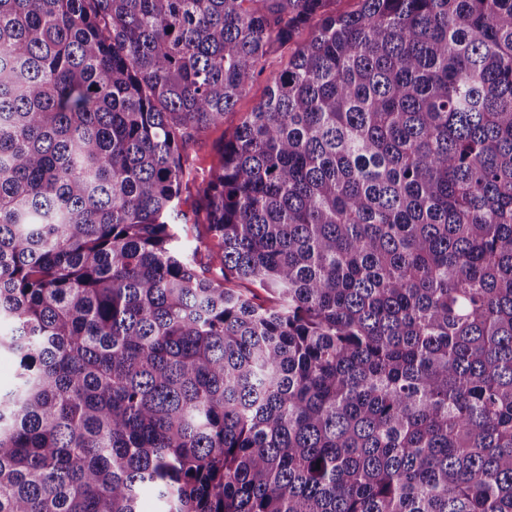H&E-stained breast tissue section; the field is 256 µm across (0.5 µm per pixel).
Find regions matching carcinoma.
Here are the masks:
<instances>
[{"label":"carcinoma","mask_w":512,"mask_h":512,"mask_svg":"<svg viewBox=\"0 0 512 512\" xmlns=\"http://www.w3.org/2000/svg\"><path fill=\"white\" fill-rule=\"evenodd\" d=\"M334 2L0 0V512H512V0ZM271 61L270 66L256 80L250 92L239 100L234 111L226 114L224 126L212 129L201 143L192 148V153L197 159V166L203 169L209 168L215 158L214 148L216 144L223 138V135L229 136L247 112H251L255 105L263 98L271 72L279 69L280 57L274 55Z\"/></svg>","instance_id":"cac0c4a2"}]
</instances>
